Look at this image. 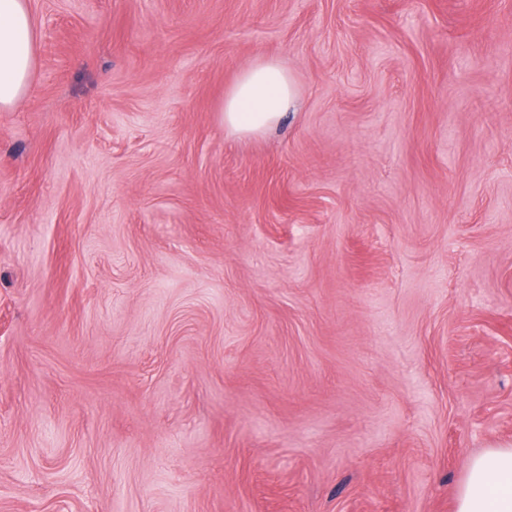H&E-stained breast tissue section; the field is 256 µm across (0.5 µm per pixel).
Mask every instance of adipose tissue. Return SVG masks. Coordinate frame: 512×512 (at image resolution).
Wrapping results in <instances>:
<instances>
[{"mask_svg":"<svg viewBox=\"0 0 512 512\" xmlns=\"http://www.w3.org/2000/svg\"><path fill=\"white\" fill-rule=\"evenodd\" d=\"M36 44L29 0H0V112L12 110L28 92ZM297 96L294 79L277 58L256 57L224 92V127L240 137L266 135L280 126ZM455 512H512V448L491 449L471 461Z\"/></svg>","mask_w":512,"mask_h":512,"instance_id":"obj_1","label":"adipose tissue"}]
</instances>
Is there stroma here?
Listing matches in <instances>:
<instances>
[{
	"mask_svg": "<svg viewBox=\"0 0 512 512\" xmlns=\"http://www.w3.org/2000/svg\"><path fill=\"white\" fill-rule=\"evenodd\" d=\"M31 6L0 512H455L512 447V0ZM260 55L296 110L229 134Z\"/></svg>",
	"mask_w": 512,
	"mask_h": 512,
	"instance_id": "obj_1",
	"label": "stroma"
}]
</instances>
